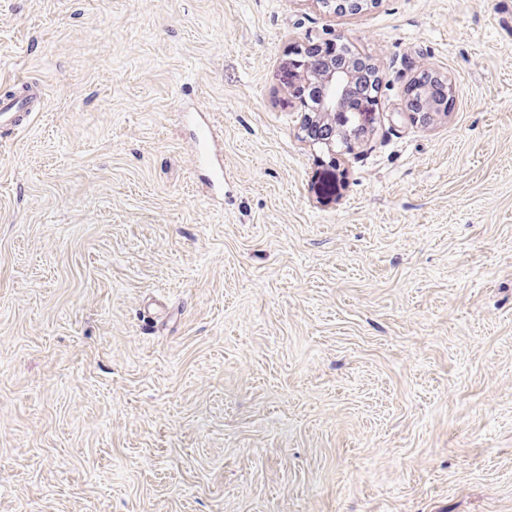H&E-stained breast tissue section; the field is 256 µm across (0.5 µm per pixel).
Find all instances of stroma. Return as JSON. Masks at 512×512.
Here are the masks:
<instances>
[{
  "label": "stroma",
  "instance_id": "1",
  "mask_svg": "<svg viewBox=\"0 0 512 512\" xmlns=\"http://www.w3.org/2000/svg\"><path fill=\"white\" fill-rule=\"evenodd\" d=\"M336 35L380 85L331 159L292 59ZM15 78L0 512H512V0H0ZM435 77L444 85L443 97L437 101H426L428 112H411L413 121L423 125L429 124L438 115L447 116L450 109V102L454 93L453 83L448 80L447 76L438 75ZM14 86L19 91L16 97L0 99V129L13 130L29 125L36 112L44 109V91L40 84L19 79ZM211 126L210 122L202 121L197 128L196 140H197V151H196V166L197 167H209L212 169L214 175L219 178L222 169L215 161L211 153Z\"/></svg>",
  "mask_w": 512,
  "mask_h": 512
}]
</instances>
